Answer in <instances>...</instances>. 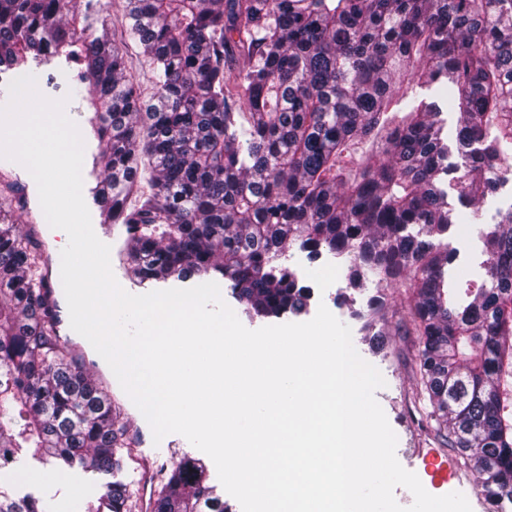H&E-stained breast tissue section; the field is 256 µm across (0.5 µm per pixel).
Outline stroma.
<instances>
[{
	"label": "stroma",
	"instance_id": "stroma-1",
	"mask_svg": "<svg viewBox=\"0 0 512 512\" xmlns=\"http://www.w3.org/2000/svg\"><path fill=\"white\" fill-rule=\"evenodd\" d=\"M57 64L44 66L43 72L48 81L39 85L41 95L52 100H65V110L74 114L75 123L84 141L82 177L84 186H92L97 175L92 159L102 146L91 133L83 117L77 116L78 102L70 96L69 86L55 80ZM0 174L20 186L19 196L11 202L17 223L23 233L37 238L45 250L52 255H60L59 235L52 233L41 209L38 189L30 179L27 169L21 164L0 158ZM448 202L454 207L461 220L457 226L458 237L455 246L460 255L457 265L461 273H469L481 259L480 238L488 232L497 211L512 206V183L506 185L496 195L488 197L482 211L481 220L470 219L468 209L461 207L456 193H449ZM289 265L300 276L302 285L311 290V299L301 321L311 320L319 306H326L341 322L348 325L352 333V343L358 354L376 367L382 374L385 385L379 388L375 397L385 412L387 420L397 436L396 456L399 463L408 471H417L418 466L409 458L411 448H431L433 420L430 418L432 406L429 400L416 396L418 374L416 355L419 339L415 336L408 315L407 290L400 283L385 285L382 292L386 309L384 317L378 320L373 331L363 329V323L353 317V310L365 309L374 288L352 289L347 287L344 278H337L332 284H317L309 278L307 271L311 262L303 252H295ZM119 420L129 430L132 446L124 455L123 467L117 475L91 474L74 468L60 471L55 462L23 457L8 467L0 469V486L15 497L30 495L42 501L47 512H73V500H88L98 496L104 484L117 479L127 484L133 498L141 496V476L144 468L172 471L181 462L202 458V451L195 448L179 434L167 435L172 443V455L166 459H156V446L150 426L144 425L135 412L120 413Z\"/></svg>",
	"mask_w": 512,
	"mask_h": 512
}]
</instances>
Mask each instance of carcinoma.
Wrapping results in <instances>:
<instances>
[{"label":"carcinoma","instance_id":"obj_1","mask_svg":"<svg viewBox=\"0 0 512 512\" xmlns=\"http://www.w3.org/2000/svg\"><path fill=\"white\" fill-rule=\"evenodd\" d=\"M142 50L141 94L126 46ZM79 66L70 89L103 144L95 186L142 281L218 273L261 316L310 289L277 264L298 246L345 260L347 287L409 281L420 396L440 446L475 465L490 512L512 504V206L461 286L448 190L481 217L512 183V0H0V72ZM458 115L449 161L443 114ZM0 179V469L30 454L117 472L112 399L61 343L41 244ZM384 298L368 299L367 323ZM114 481L85 512H136ZM0 512H47L0 489ZM153 512H226L187 460ZM129 68L135 74L142 93L149 96L153 87V76L148 65L144 61L141 49L131 43L126 51Z\"/></svg>","mask_w":512,"mask_h":512}]
</instances>
